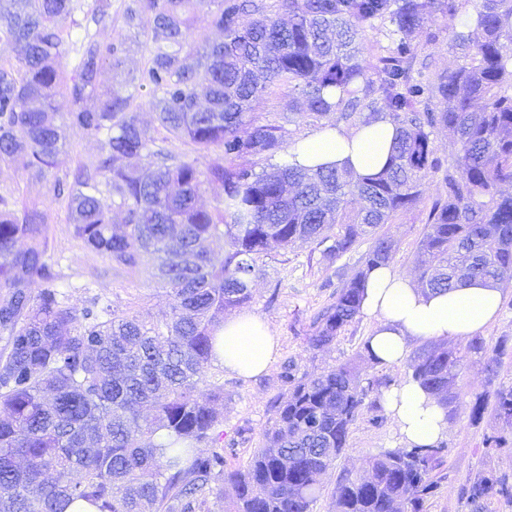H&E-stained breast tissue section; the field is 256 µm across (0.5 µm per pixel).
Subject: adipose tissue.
<instances>
[{
  "mask_svg": "<svg viewBox=\"0 0 512 512\" xmlns=\"http://www.w3.org/2000/svg\"><path fill=\"white\" fill-rule=\"evenodd\" d=\"M396 128L388 117L346 131L324 129L288 148L287 162L308 169L333 165L362 177L379 173L388 163ZM498 286L474 281L446 293L421 290L414 280L386 264L368 273L360 311L376 323L365 341L367 353L380 367L401 364L418 339H464L484 330L498 316ZM220 361L225 369L253 378L263 374L277 345L267 323L240 312L224 321L218 333ZM383 404L406 446L442 442L448 417L414 379L394 384Z\"/></svg>",
  "mask_w": 512,
  "mask_h": 512,
  "instance_id": "obj_1",
  "label": "adipose tissue"
}]
</instances>
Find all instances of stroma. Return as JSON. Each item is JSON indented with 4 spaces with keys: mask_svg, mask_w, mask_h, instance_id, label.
I'll use <instances>...</instances> for the list:
<instances>
[{
    "mask_svg": "<svg viewBox=\"0 0 512 512\" xmlns=\"http://www.w3.org/2000/svg\"><path fill=\"white\" fill-rule=\"evenodd\" d=\"M93 3L94 0H76L77 8L65 40V64H73L77 40H100L105 36L102 25L92 18ZM450 26L448 18L438 15L415 34V69L423 80L434 81L462 61L460 50L448 38ZM0 196L17 210L30 198L39 197L50 215L55 252L60 258L54 286L68 296L70 304L82 307L98 298L111 304L116 313L132 310L149 321L160 320L168 312L169 292L155 277L151 264H144L136 275L130 276L113 271L110 262L84 249L71 233L65 203L57 200L49 187L33 186L24 158L0 168ZM425 227V213L419 208L401 213L394 223L384 225V232L394 242L391 261L400 273L414 275L417 245ZM323 251V245L316 241L273 248L263 259L262 275L250 285L251 298L242 309L263 319L278 343L267 371L254 378L239 376L217 364L208 371L210 381L224 387L222 430L226 468L245 466L260 446L273 416V406L284 391L278 378L284 361H295L299 371L310 376L347 362L355 363L365 382L380 377L399 382L412 375L408 363L384 368L361 357L364 338L375 324L374 319L363 315L357 316L328 347L308 350L306 338L315 329L317 314L334 300L336 289L332 280L340 272L353 276L359 266V251L347 253L332 264L324 261ZM482 337L488 346L502 342L506 349L499 357L496 374H489L485 358L475 355L469 357L462 369L456 385L455 412L445 440L441 482L427 499L425 512H512L510 497L485 500L477 509L465 494L466 488L484 475L512 485V441L503 448L485 447V438L500 433L502 424L489 408L480 417L472 415L477 395L512 387V285L503 288L499 316ZM375 415V410L364 409L351 425L348 448L322 476L321 491L312 512H335L332 494L341 475H362L367 456L401 447L391 418L378 423Z\"/></svg>",
    "mask_w": 512,
    "mask_h": 512,
    "instance_id": "1",
    "label": "stroma"
}]
</instances>
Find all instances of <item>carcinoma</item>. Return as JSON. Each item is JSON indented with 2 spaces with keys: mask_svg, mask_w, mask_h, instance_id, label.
I'll list each match as a JSON object with an SVG mask.
<instances>
[{
  "mask_svg": "<svg viewBox=\"0 0 512 512\" xmlns=\"http://www.w3.org/2000/svg\"><path fill=\"white\" fill-rule=\"evenodd\" d=\"M14 2L0 11V45L20 50L0 64V166L26 159L65 200L73 236L113 267L133 275L152 258L171 306L154 323L97 299L79 309L54 288L33 290L55 279L50 215L36 198L20 212L0 198V512L83 502L96 512H207L212 498L226 512H311L366 398L391 383L364 386L351 363L300 376L287 361L279 379L288 393L261 446L246 466L227 469L217 432L224 386L208 380L224 312L251 298L271 245L331 239L323 256L333 262L369 239L307 338L311 350L332 344L360 313L365 273L391 259L394 243L380 228L421 204L425 178L439 172L443 193L416 253L421 287L512 282V193L499 190L512 185V0H483L474 30L451 28L464 61L433 83L412 75V36L434 14L464 15L466 0H131L124 32L88 41L70 71L63 27L75 0ZM201 11L221 38L193 47L188 32ZM368 31L388 41L383 53L365 55ZM141 35L146 65L123 86L102 85ZM272 85L288 88L287 112L261 124L251 105ZM61 93L75 108L59 120ZM296 94L315 120L388 117L397 127L388 165L366 178L286 162L255 171L253 160L288 150ZM143 95L170 138L220 157L203 167L156 146L138 117ZM439 125L454 135L446 162L431 139ZM69 128L99 143L71 179L60 176ZM213 183L223 195L208 209L199 197ZM220 238L228 249L217 267L205 243ZM503 350L480 337L430 344L409 368L450 416L464 359L484 355L493 372ZM494 411L512 427V387L495 391ZM445 451L438 443L368 457L372 481L341 476L336 512H423ZM466 494L480 503L512 496V486L483 477Z\"/></svg>",
  "mask_w": 512,
  "mask_h": 512,
  "instance_id": "1",
  "label": "carcinoma"
}]
</instances>
